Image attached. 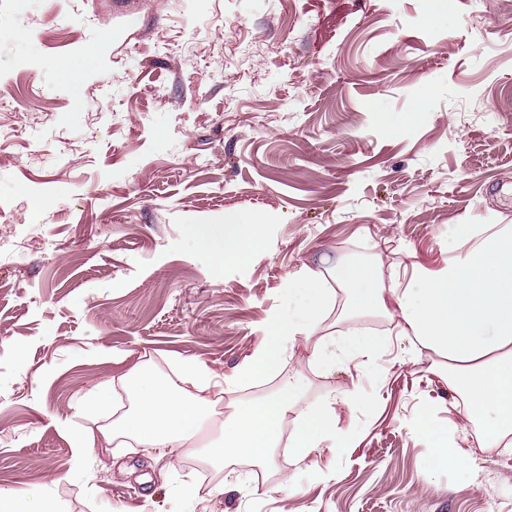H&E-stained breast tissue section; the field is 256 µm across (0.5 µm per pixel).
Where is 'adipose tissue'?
<instances>
[{
  "instance_id": "adipose-tissue-1",
  "label": "adipose tissue",
  "mask_w": 512,
  "mask_h": 512,
  "mask_svg": "<svg viewBox=\"0 0 512 512\" xmlns=\"http://www.w3.org/2000/svg\"><path fill=\"white\" fill-rule=\"evenodd\" d=\"M252 219L243 217L212 229L195 230L199 244L224 263H243L254 242ZM333 280L318 269L288 281L295 307L288 315L267 323L263 344L236 376L235 385L263 377L274 361L293 353L299 336L319 330L337 291H344L347 316L373 311L399 316L401 333L441 357V369L454 394L465 400L483 429L486 446L497 447L512 438V226L462 224L452 236L444 267L418 279L419 293L411 295L399 281L385 283L374 266L337 261ZM386 336L368 334L357 339H333L315 347L311 362L328 370L333 354L375 352ZM178 388H171L145 367H137L128 382L129 409L114 431L132 437L144 448L173 451L195 440L211 415L207 392L215 374L204 364H179ZM302 375H295L282 395L256 402L224 424L220 450L227 460H263L276 447L280 427L293 422L288 445L297 459L319 448L332 434L337 396L315 406L301 403Z\"/></svg>"
}]
</instances>
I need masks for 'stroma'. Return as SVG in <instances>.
I'll list each match as a JSON object with an SVG mask.
<instances>
[{
    "instance_id": "1",
    "label": "stroma",
    "mask_w": 512,
    "mask_h": 512,
    "mask_svg": "<svg viewBox=\"0 0 512 512\" xmlns=\"http://www.w3.org/2000/svg\"><path fill=\"white\" fill-rule=\"evenodd\" d=\"M0 491L20 512H512V448L455 436L473 466L435 467L459 398L394 321L378 353L309 364L299 341L236 408L334 391L336 437L264 477L221 461L213 413L170 460L133 440L78 457L145 364L233 376L322 256L436 269L456 224L512 225V0H0ZM247 215L249 259L219 262L192 225ZM435 430L418 432L421 421Z\"/></svg>"
}]
</instances>
